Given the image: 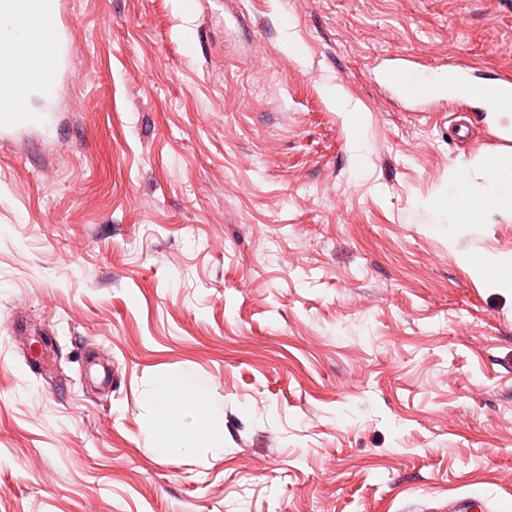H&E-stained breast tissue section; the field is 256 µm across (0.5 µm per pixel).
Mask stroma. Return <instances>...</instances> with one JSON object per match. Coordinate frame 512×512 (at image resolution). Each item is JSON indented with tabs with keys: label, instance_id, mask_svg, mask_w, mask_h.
I'll use <instances>...</instances> for the list:
<instances>
[{
	"label": "stroma",
	"instance_id": "1",
	"mask_svg": "<svg viewBox=\"0 0 512 512\" xmlns=\"http://www.w3.org/2000/svg\"><path fill=\"white\" fill-rule=\"evenodd\" d=\"M50 129L0 141V512H512V293L457 250L460 143L378 71L512 75V0H59ZM368 116L357 144L326 83ZM207 382L167 455L149 393ZM156 420L151 429L161 437L164 453L188 452L199 445L223 439L224 426L217 419L208 384L193 374L160 381L151 392ZM424 509L433 512H490L485 493L481 490L449 496L441 506Z\"/></svg>",
	"mask_w": 512,
	"mask_h": 512
}]
</instances>
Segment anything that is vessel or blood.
<instances>
[{"label": "vessel or blood", "mask_w": 512, "mask_h": 512, "mask_svg": "<svg viewBox=\"0 0 512 512\" xmlns=\"http://www.w3.org/2000/svg\"><path fill=\"white\" fill-rule=\"evenodd\" d=\"M55 0H0V14L32 15L50 13ZM66 31L63 40H43L39 28H32L27 50L42 66L45 60L63 61V42L72 39ZM383 86L405 101L415 104L418 111H430L435 103L466 99L479 105L481 112L512 111V78L503 76L493 83H481L472 76L469 67L457 68L450 81L431 80L430 74L405 62L387 65L381 74ZM56 83L51 72L40 69L35 79L26 85L0 84V101L22 104L19 112L0 113V135L20 134L35 128H49L54 118ZM433 512H490L484 491L474 490L449 497Z\"/></svg>", "instance_id": "obj_1"}]
</instances>
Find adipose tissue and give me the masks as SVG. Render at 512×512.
Masks as SVG:
<instances>
[{"label": "adipose tissue", "instance_id": "1", "mask_svg": "<svg viewBox=\"0 0 512 512\" xmlns=\"http://www.w3.org/2000/svg\"><path fill=\"white\" fill-rule=\"evenodd\" d=\"M29 28L28 18L0 17V47L11 44L16 51L10 70H0V80L22 85L34 74V64L23 46ZM452 182L454 191L445 199L460 223L484 224L491 216L512 218V158L488 164L472 173L469 163L458 165ZM473 272L490 287L512 292V255L491 251L460 256ZM156 420L153 425L161 437L163 451L188 452L199 445L221 440L224 426L218 420L208 384L185 373L160 381L151 393Z\"/></svg>", "mask_w": 512, "mask_h": 512}]
</instances>
